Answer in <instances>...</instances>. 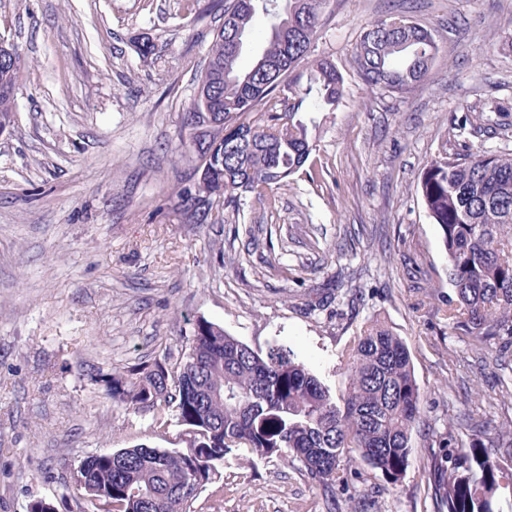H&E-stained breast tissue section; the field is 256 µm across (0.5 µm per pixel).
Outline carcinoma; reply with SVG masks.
<instances>
[{
	"instance_id": "1",
	"label": "carcinoma",
	"mask_w": 512,
	"mask_h": 512,
	"mask_svg": "<svg viewBox=\"0 0 512 512\" xmlns=\"http://www.w3.org/2000/svg\"><path fill=\"white\" fill-rule=\"evenodd\" d=\"M328 0H185L197 16L221 12L212 32L197 97L183 117L181 150L197 162L198 178L177 193L188 221L213 220L243 196L275 202L271 191L304 173L313 176L315 114L334 112L344 79L334 61L305 68ZM266 45L247 67L257 20ZM440 46L432 30L405 17L380 19L356 44L354 59L370 89L407 94L431 75ZM20 64L0 63V127H10ZM512 126V112L488 99L478 122L455 124L459 149L443 150L421 172L416 190L440 229L447 258L445 300L454 335L478 354L512 350V154L474 144L491 130ZM345 387L332 392L290 350L256 351L224 327L199 320L188 352L172 363L155 359L134 370L95 369L90 379L105 395L160 421L165 410L194 435L189 448L138 445L92 455L81 463L76 493L107 512H191L234 448L267 457L289 455L333 508L344 459L358 458L390 485L410 464L412 435L422 422V393L406 342L377 322L363 324L341 353ZM478 437L465 445L462 432ZM428 447L442 452L427 463L435 512H512V419L458 414Z\"/></svg>"
}]
</instances>
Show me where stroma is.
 Masks as SVG:
<instances>
[{
	"label": "stroma",
	"mask_w": 512,
	"mask_h": 512,
	"mask_svg": "<svg viewBox=\"0 0 512 512\" xmlns=\"http://www.w3.org/2000/svg\"><path fill=\"white\" fill-rule=\"evenodd\" d=\"M184 0H0V36L20 53L12 127L0 134V512L35 501L68 512L70 475L89 456L136 445L183 447L169 419L108 400L94 369L126 371L180 359L197 320L257 350L278 344L344 387L340 353L369 320L404 338L427 425L460 410L487 413L498 382L443 315L449 287L440 231L415 181L454 121L487 98L512 107V0H330L312 53L344 76L340 108L314 132L318 179L247 197L215 224L174 211L195 164L180 149L217 14ZM404 16L433 29L428 81L405 95L368 89L353 48L364 27ZM149 37L156 63L134 38ZM354 303L311 311L335 281ZM402 483L387 487L361 461L336 489V512L363 498L377 512H431L430 450L412 438ZM194 512H326L300 463L235 449Z\"/></svg>",
	"instance_id": "35a3bbf8"
}]
</instances>
